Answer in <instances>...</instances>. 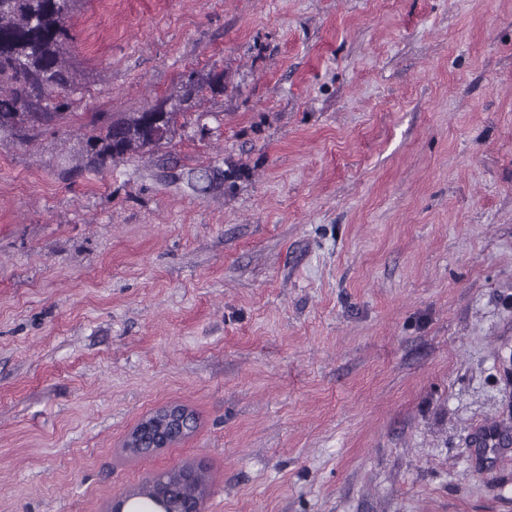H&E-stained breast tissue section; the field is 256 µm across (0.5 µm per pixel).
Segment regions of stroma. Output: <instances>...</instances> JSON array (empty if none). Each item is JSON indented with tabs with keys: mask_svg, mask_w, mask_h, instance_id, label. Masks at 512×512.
<instances>
[{
	"mask_svg": "<svg viewBox=\"0 0 512 512\" xmlns=\"http://www.w3.org/2000/svg\"><path fill=\"white\" fill-rule=\"evenodd\" d=\"M0 134V512H512V0H77ZM215 79L98 170L99 128ZM193 410L128 457L137 422ZM190 425H186V422ZM196 426L192 411L181 404H166L142 418L128 434L125 451L132 456L142 455L139 448H166L188 437ZM175 485L178 491L189 497H197L205 500L210 490V480L206 469H198L191 463L171 468L159 475L145 479L140 486L128 493L127 496L138 498L145 504L154 503L152 495L155 488L160 484Z\"/></svg>",
	"mask_w": 512,
	"mask_h": 512,
	"instance_id": "35a3bbf8",
	"label": "stroma"
}]
</instances>
